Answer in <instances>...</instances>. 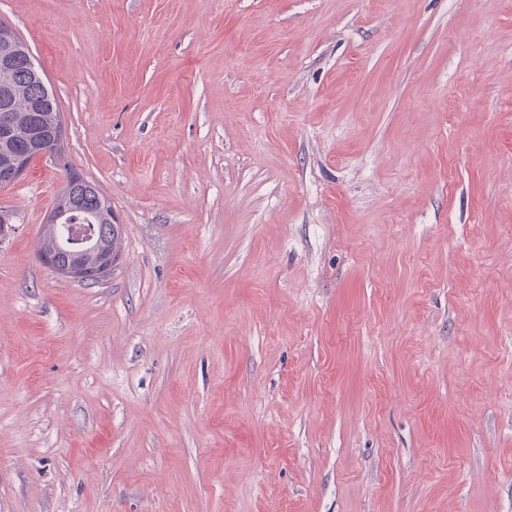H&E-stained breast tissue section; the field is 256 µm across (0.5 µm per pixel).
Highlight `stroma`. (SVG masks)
<instances>
[{
  "label": "stroma",
  "mask_w": 512,
  "mask_h": 512,
  "mask_svg": "<svg viewBox=\"0 0 512 512\" xmlns=\"http://www.w3.org/2000/svg\"><path fill=\"white\" fill-rule=\"evenodd\" d=\"M108 198L0 189V512H512V0H0ZM71 194L68 199L61 195L57 199L58 207L68 206L73 203L69 209L53 208L49 219L51 224L64 232L68 238L67 247L58 246L55 251L38 252L39 261L54 273L67 278L81 281L84 283H96L102 281L112 274V269L118 263L119 257H116L112 250L106 246L108 239L112 238V248L117 254L120 250V229L118 237L113 240L112 237V207H92L94 210L90 213L91 224H107L99 228L98 233H93L88 224H81L86 212L81 208V204H77L79 196L73 198ZM89 230V232H88ZM96 251L97 253L88 252ZM88 252V253H86ZM86 253V254H85ZM85 254V255H84ZM94 264L89 267L84 264Z\"/></svg>",
  "instance_id": "obj_1"
}]
</instances>
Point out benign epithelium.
I'll return each mask as SVG.
<instances>
[{
	"label": "benign epithelium",
	"instance_id": "benign-epithelium-1",
	"mask_svg": "<svg viewBox=\"0 0 512 512\" xmlns=\"http://www.w3.org/2000/svg\"><path fill=\"white\" fill-rule=\"evenodd\" d=\"M13 34L11 28L0 26V68L10 69L16 63L15 52L12 48ZM65 142V125L58 121L57 125L47 134L39 136L34 147L43 158L57 159ZM30 163L28 154L10 151L8 161L0 166V188L15 184L27 171ZM85 211L81 205L74 203L67 209H55L49 220L68 238L67 247H58L55 251L38 252L39 261L54 273L84 283H96L112 274V269L119 258L106 246L112 238V225L99 228L96 233L90 232V226L83 223ZM88 251L99 254L98 261L93 266L84 264L82 257Z\"/></svg>",
	"mask_w": 512,
	"mask_h": 512
}]
</instances>
